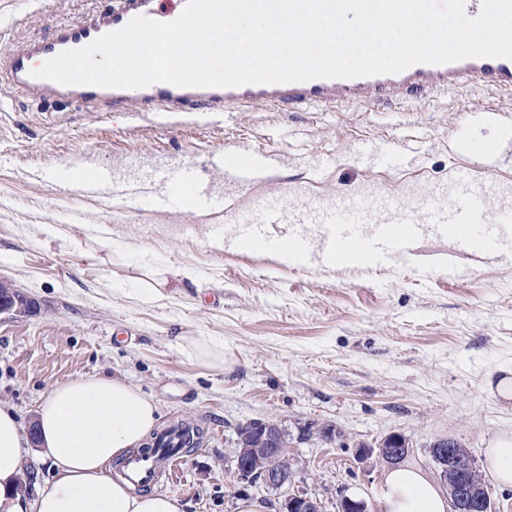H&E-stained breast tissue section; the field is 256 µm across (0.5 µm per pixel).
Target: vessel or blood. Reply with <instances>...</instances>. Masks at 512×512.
<instances>
[{
  "label": "vessel or blood",
  "mask_w": 512,
  "mask_h": 512,
  "mask_svg": "<svg viewBox=\"0 0 512 512\" xmlns=\"http://www.w3.org/2000/svg\"><path fill=\"white\" fill-rule=\"evenodd\" d=\"M186 0H113L110 10L95 11L60 25L47 39L28 40L0 54V82L38 100H68L98 112H249L257 107L270 110L314 105L346 104L381 106L418 93L445 92L476 79L512 97V60L503 58H468L444 65L416 64L398 74L370 77L317 78L306 82L247 84L238 87L182 88L155 83L136 89L104 88L89 85H61L32 77V70L59 53L79 49L102 34L124 27L133 17L148 16L168 22L183 11ZM225 169L246 175L256 173L257 156L249 149L224 155ZM169 204L185 210L214 207V200L198 186L190 170L166 175ZM453 181L461 187L460 195L448 205L427 214L425 220L403 215L396 222L375 221L371 231H364L363 213L345 206L322 217L324 237L330 247L329 259L335 266H346L356 257L365 265L378 266L398 254L402 243L416 237L423 224L437 225L464 246H478L490 253L512 246L506 228L512 215L490 217L485 208V194L470 171L457 172ZM243 237L260 241L274 251L292 249L306 254L303 237L286 240L267 238L262 225L245 223ZM177 433L160 432L156 449L135 453L125 459L123 468L138 484H154L162 466L176 467L180 455Z\"/></svg>",
  "instance_id": "b4317fda"
}]
</instances>
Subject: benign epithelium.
I'll list each match as a JSON object with an SVG mask.
<instances>
[{
	"instance_id": "7a95c632",
	"label": "benign epithelium",
	"mask_w": 512,
	"mask_h": 512,
	"mask_svg": "<svg viewBox=\"0 0 512 512\" xmlns=\"http://www.w3.org/2000/svg\"><path fill=\"white\" fill-rule=\"evenodd\" d=\"M278 429L276 425L260 422L256 428L255 446H242L243 429H238L237 448L229 460L228 472L240 483L261 484L268 490L279 492L292 485L294 474L288 463H273L263 473L261 479H256L251 470L250 456L258 457L272 451L270 445L277 443ZM408 442L404 436L393 432L385 436L374 446L360 450V458L376 455L387 464H396L408 454ZM437 461L440 478L448 485V493L452 512H492L491 496L485 483H475L469 475L476 470V464L471 457H462L455 451L454 440L450 437L439 438L432 442L429 449ZM279 512H322V503L315 497L302 493L288 492L282 495Z\"/></svg>"
}]
</instances>
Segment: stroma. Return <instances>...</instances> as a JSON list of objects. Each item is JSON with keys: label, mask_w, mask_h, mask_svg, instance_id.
Here are the masks:
<instances>
[{"label": "stroma", "mask_w": 512, "mask_h": 512, "mask_svg": "<svg viewBox=\"0 0 512 512\" xmlns=\"http://www.w3.org/2000/svg\"><path fill=\"white\" fill-rule=\"evenodd\" d=\"M112 2L0 0V52ZM503 99L471 81L381 110L138 116L33 104L0 87V282L35 303L26 317L0 316V404L29 426L54 384L124 378L156 400L160 424L191 419L203 430L197 449L154 485L181 512H239L244 500L276 512V492L224 470L239 426L253 420L282 430L294 491L324 512H337L344 496L379 512L387 465L359 460L357 450L392 432L409 441L406 464L430 476V443L457 439L491 489L493 512H512V486L499 485L485 460L492 440L512 434V398L497 391L512 373V250L489 255L432 233L392 266L315 270L232 243L242 215L264 216L275 203L308 214L354 195L372 210L388 201L414 209L409 182L442 192L468 163L456 152L465 135L497 143L485 179L512 191V132L477 115ZM241 145L270 162L250 184L219 164ZM384 145L410 168L367 160ZM60 166L105 167L157 197L155 173L192 167L224 207L133 211L110 190L54 180ZM99 224L111 226L112 249L92 234ZM214 224L226 237H212ZM448 259L467 277L435 271ZM161 277L167 287H153ZM202 338L223 345V362L200 357Z\"/></svg>", "instance_id": "1"}]
</instances>
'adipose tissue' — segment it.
<instances>
[{"label": "adipose tissue", "mask_w": 512, "mask_h": 512, "mask_svg": "<svg viewBox=\"0 0 512 512\" xmlns=\"http://www.w3.org/2000/svg\"><path fill=\"white\" fill-rule=\"evenodd\" d=\"M158 406L140 388L104 375L52 387L37 411L41 457L50 475L35 502L17 493L29 436L0 405V512H180L167 493H140L114 464L143 447L158 426ZM380 512H448L435 482L420 469L396 466L383 479Z\"/></svg>", "instance_id": "1"}]
</instances>
